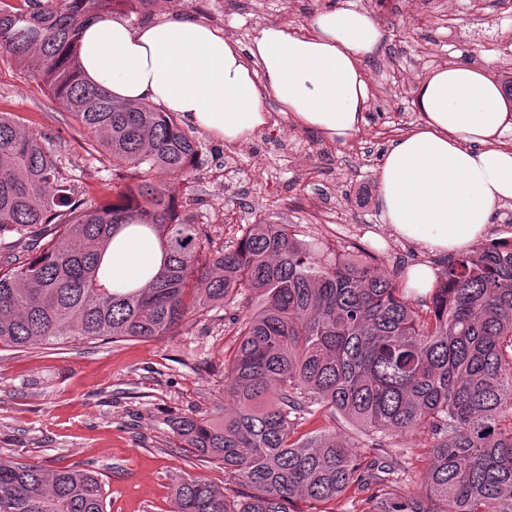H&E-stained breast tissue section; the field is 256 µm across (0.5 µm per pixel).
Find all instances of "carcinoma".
Returning <instances> with one entry per match:
<instances>
[{
  "label": "carcinoma",
  "mask_w": 512,
  "mask_h": 512,
  "mask_svg": "<svg viewBox=\"0 0 512 512\" xmlns=\"http://www.w3.org/2000/svg\"><path fill=\"white\" fill-rule=\"evenodd\" d=\"M156 0H0V50L42 82L130 183L96 207L58 177L53 146L0 113V348L161 338L218 307L240 344L224 397L235 410L169 421L199 465L224 466L235 500L203 475L175 481L176 512H295L347 499L360 512H512V241L462 251L413 296L377 259L329 256L286 224L212 245L153 173H188L196 141L177 115L114 100L80 79L86 23ZM152 233L164 258L141 288L99 277L115 234ZM322 414L350 421L299 432ZM428 435L427 480L405 491L409 432ZM0 512H106L96 468L0 456Z\"/></svg>",
  "instance_id": "obj_1"
}]
</instances>
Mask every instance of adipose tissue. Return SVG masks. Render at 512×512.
<instances>
[{"mask_svg": "<svg viewBox=\"0 0 512 512\" xmlns=\"http://www.w3.org/2000/svg\"><path fill=\"white\" fill-rule=\"evenodd\" d=\"M383 35L367 9L314 13L306 33L256 29L249 45L173 14L138 27L121 15L89 23L82 75L121 102H149L228 144L267 125L264 103L327 138L358 132L369 91L362 62ZM417 124L378 171L382 220L393 236L445 255L477 241L495 208L512 202V106L487 68L445 65L417 84ZM162 261L157 242L126 229L102 261L103 281L144 286Z\"/></svg>", "mask_w": 512, "mask_h": 512, "instance_id": "1", "label": "adipose tissue"}]
</instances>
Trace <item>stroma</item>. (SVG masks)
I'll list each match as a JSON object with an SVG mask.
<instances>
[{"mask_svg": "<svg viewBox=\"0 0 512 512\" xmlns=\"http://www.w3.org/2000/svg\"><path fill=\"white\" fill-rule=\"evenodd\" d=\"M346 0H156L147 18L178 13L249 44L255 29L285 23L305 32L316 11ZM383 33L363 64L370 102L361 129L336 141L294 124L267 102L270 120L244 144L228 145L195 126L199 146L187 175L157 173L203 224L214 246L237 242L246 225H289L297 238L352 254L368 253L392 274L439 266L440 256L391 237L381 219L380 163L419 120L416 86L432 69L488 64L512 78V0H353ZM0 112L50 140L59 176L80 199L115 196L112 165L45 86L0 52ZM386 239L372 246L371 234ZM230 310L207 313L188 329L155 340H70L24 351L0 348V454L48 467L92 463L106 480L107 512H174V481L194 472L192 455L167 421L223 414L224 372L238 344Z\"/></svg>", "mask_w": 512, "mask_h": 512, "instance_id": "obj_1", "label": "stroma"}]
</instances>
